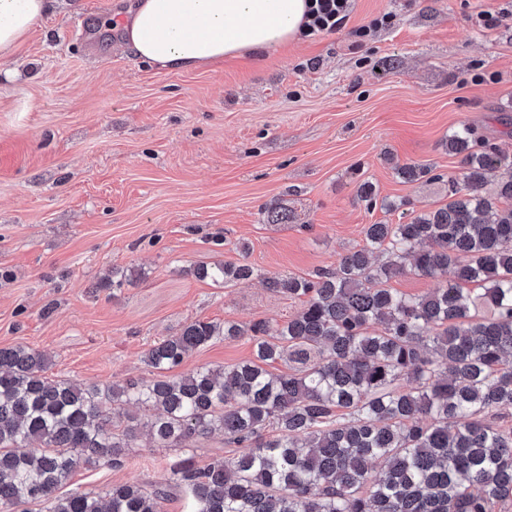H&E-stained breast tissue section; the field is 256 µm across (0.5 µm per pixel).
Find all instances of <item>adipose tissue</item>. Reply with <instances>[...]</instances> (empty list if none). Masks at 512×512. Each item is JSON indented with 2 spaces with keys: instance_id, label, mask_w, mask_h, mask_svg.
I'll return each mask as SVG.
<instances>
[{
  "instance_id": "obj_1",
  "label": "adipose tissue",
  "mask_w": 512,
  "mask_h": 512,
  "mask_svg": "<svg viewBox=\"0 0 512 512\" xmlns=\"http://www.w3.org/2000/svg\"><path fill=\"white\" fill-rule=\"evenodd\" d=\"M309 0H136L125 43L161 69L194 70L299 39ZM48 0H0V58L13 54Z\"/></svg>"
}]
</instances>
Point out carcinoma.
<instances>
[{"instance_id":"carcinoma-1","label":"carcinoma","mask_w":512,"mask_h":512,"mask_svg":"<svg viewBox=\"0 0 512 512\" xmlns=\"http://www.w3.org/2000/svg\"><path fill=\"white\" fill-rule=\"evenodd\" d=\"M447 146L463 165L448 180V204L367 225L364 245L334 270L263 279L303 300L288 321L197 320L143 355L162 373L215 340L249 337L252 358L231 368L82 386L45 375L41 353L0 348V512L30 503L162 512L171 487L189 512H494L512 503V425L501 415L512 407V155L469 125ZM395 170L407 182L431 173ZM407 272L438 287L408 296L388 286ZM189 273L218 285L258 276L230 261ZM285 360L295 367L267 369ZM124 405L148 415L119 432L112 410ZM143 432L182 449L222 433L241 452L204 465L184 456L149 490L117 483L58 494L82 464L122 466Z\"/></svg>"}]
</instances>
